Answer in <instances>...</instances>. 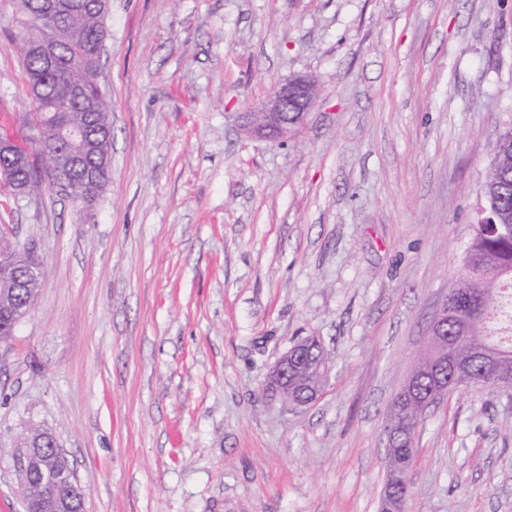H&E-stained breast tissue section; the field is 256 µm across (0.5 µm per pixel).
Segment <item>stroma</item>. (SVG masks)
I'll list each match as a JSON object with an SVG mask.
<instances>
[{"mask_svg":"<svg viewBox=\"0 0 512 512\" xmlns=\"http://www.w3.org/2000/svg\"><path fill=\"white\" fill-rule=\"evenodd\" d=\"M0 0V133L33 103ZM111 179L90 204L0 187L35 246V308L0 347V512L27 421L85 512H379L395 395L464 271L512 130V0H110ZM320 96L285 141L242 112L290 76ZM319 337L325 392L267 388ZM512 397L458 389L417 435L409 512H512ZM314 336H305L296 338L290 346L282 353L277 360L271 372L270 387L276 394L280 395L283 401L292 404L295 408H302L314 403L323 391L330 372L328 360L323 361L317 371V389L312 398L306 401L295 399L294 402L288 401V394L294 398H300L308 394L313 382L312 373L307 368H302L292 372L288 379V364L302 358L305 348L309 347ZM318 340V339H317Z\"/></svg>","mask_w":512,"mask_h":512,"instance_id":"35a3bbf8","label":"stroma"}]
</instances>
